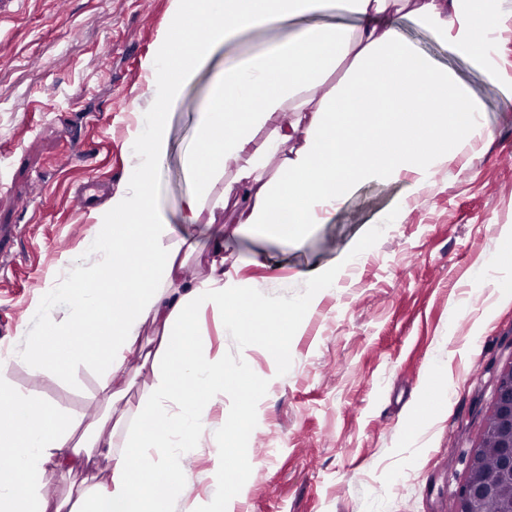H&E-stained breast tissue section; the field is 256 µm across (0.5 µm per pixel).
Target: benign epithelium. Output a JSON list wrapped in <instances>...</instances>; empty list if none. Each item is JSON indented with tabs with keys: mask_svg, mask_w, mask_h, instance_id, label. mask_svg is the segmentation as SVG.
I'll return each mask as SVG.
<instances>
[{
	"mask_svg": "<svg viewBox=\"0 0 512 512\" xmlns=\"http://www.w3.org/2000/svg\"><path fill=\"white\" fill-rule=\"evenodd\" d=\"M487 456L495 465L481 474ZM489 500L498 504V512H512V366L499 375L484 439L471 451L470 475L455 494L450 512H484Z\"/></svg>",
	"mask_w": 512,
	"mask_h": 512,
	"instance_id": "obj_1",
	"label": "benign epithelium"
}]
</instances>
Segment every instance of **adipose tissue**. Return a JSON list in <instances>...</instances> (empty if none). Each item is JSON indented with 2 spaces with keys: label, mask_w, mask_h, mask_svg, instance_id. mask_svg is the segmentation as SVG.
Wrapping results in <instances>:
<instances>
[{
  "label": "adipose tissue",
  "mask_w": 512,
  "mask_h": 512,
  "mask_svg": "<svg viewBox=\"0 0 512 512\" xmlns=\"http://www.w3.org/2000/svg\"><path fill=\"white\" fill-rule=\"evenodd\" d=\"M390 0H172L171 25L149 73L132 136L127 190L115 193L107 219L85 240L96 270L74 265L66 291L45 290L34 317L39 327L12 358L31 362L41 375L67 374L77 353L94 357L101 391L126 370L146 321L162 334L139 367L148 383L128 428V444L112 451V430L80 429L77 422L32 393L0 380V512H171L157 490L167 484L190 491L192 472L182 450L189 436L209 429L218 400L262 389L247 362L225 367L209 357L192 330L193 318L213 312L224 334L242 350L260 347L277 366L288 361V334L300 315L336 284L332 269L301 273L304 292L295 302L242 288L223 259H213L205 280L183 278L174 227L151 189L169 149L166 112L183 102L201 76L209 78L207 106L198 120L200 149L184 166L195 189L182 201L180 220L198 223L216 182L225 199L241 200L240 229L296 237L311 224L328 223L357 187L397 182L412 172L426 178L454 158L460 141L482 123V107L439 63L406 43L388 21ZM411 17L452 50L470 53L489 81H497L489 0H414ZM286 29L269 50L232 64L226 49L237 36L264 26ZM343 80L321 86L337 65ZM250 107H242L241 95ZM429 100L427 109L415 107ZM277 122L273 137L260 130ZM287 171L268 180L269 164ZM65 310L58 324L53 315ZM89 331L82 350L64 338L71 327ZM167 461L151 464L157 449ZM108 457V476L71 506L54 504L42 489Z\"/></svg>",
  "instance_id": "ef3b65f1"
}]
</instances>
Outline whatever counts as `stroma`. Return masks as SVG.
Masks as SVG:
<instances>
[{
	"mask_svg": "<svg viewBox=\"0 0 512 512\" xmlns=\"http://www.w3.org/2000/svg\"><path fill=\"white\" fill-rule=\"evenodd\" d=\"M493 27L497 82L474 69L468 54L449 51L392 12L405 38L448 67L478 98L484 126L430 179L406 173L394 183L366 182L326 224L300 239L256 250L236 235L230 210L213 225H178L194 249L185 273L209 271L212 243L224 238V266L242 287L272 285L301 292L300 272L339 267L326 292L289 336L287 367L276 369L258 348L242 351L213 313L193 330L225 365L249 359L266 387L214 404L211 431L186 450L194 485L174 512H213L224 498L232 512H448L469 476V455L492 409L496 376L512 365V293L495 288L486 258L512 232V108L501 87L512 82V0H498ZM172 0H15L0 7V143L17 142L0 164V253L16 266L0 280V377L33 391L81 424L105 409L98 368L84 362L62 377L38 375L12 360L37 327L33 312L49 287L67 288L68 271L85 262L83 243L103 220L71 203L89 156L106 194L127 188L130 138L146 86L144 64L171 20ZM108 70H101V56ZM198 86L168 115L169 151L155 194L177 217L193 185L183 161L196 146ZM46 194L37 198L34 187ZM399 209L383 237L369 234L380 213ZM445 348L448 365L435 364ZM258 401L247 433L240 412ZM246 440L251 453L231 480H213L211 449Z\"/></svg>",
	"mask_w": 512,
	"mask_h": 512,
	"instance_id": "1",
	"label": "stroma"
}]
</instances>
